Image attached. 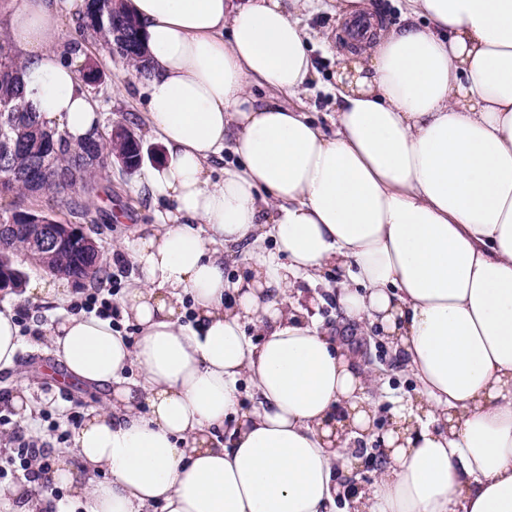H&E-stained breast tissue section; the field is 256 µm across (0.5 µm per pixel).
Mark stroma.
I'll return each mask as SVG.
<instances>
[{
	"instance_id": "1",
	"label": "stroma",
	"mask_w": 512,
	"mask_h": 512,
	"mask_svg": "<svg viewBox=\"0 0 512 512\" xmlns=\"http://www.w3.org/2000/svg\"><path fill=\"white\" fill-rule=\"evenodd\" d=\"M302 25L309 38L317 75L302 92L301 98L305 112L315 121L327 126L336 116V104L331 93L336 72V55L324 48L322 39L327 32L335 30L337 17L333 9L322 7L305 17ZM83 49L85 53L93 56L102 73L99 83L85 88L98 113L100 132H107L115 124L123 125L131 129L151 153L160 152V145L148 138L143 115L144 97L136 90L137 78L126 61L99 49L91 42L85 43ZM121 82L128 85L127 94L116 92L115 87ZM87 205L88 219L77 224L84 233L100 244L103 265L110 273L116 270L113 259L118 242L129 237L135 230L149 229L151 224L157 223L160 213L166 208L162 200L147 193L143 171L131 174L117 164L110 170L108 189L88 199ZM308 291L323 299L316 311L322 326L344 331L351 349L365 364L372 366L386 379L387 386L379 395L376 425L381 429L388 427L391 411L398 400L414 392V380L405 375L402 366L396 365L392 355L373 335L359 333L352 326L343 327L333 294L326 285L315 284L309 286ZM60 367V362L46 348L25 350L14 369L0 372V392L12 391L19 385L26 386L31 394L35 413H49L61 429L71 430L68 415L72 403H79L81 408L86 409L100 404L102 396L98 391L79 383L59 387L54 378L47 376L46 371Z\"/></svg>"
}]
</instances>
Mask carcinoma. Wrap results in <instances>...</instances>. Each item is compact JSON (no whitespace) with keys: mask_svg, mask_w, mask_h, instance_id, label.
<instances>
[{"mask_svg":"<svg viewBox=\"0 0 512 512\" xmlns=\"http://www.w3.org/2000/svg\"><path fill=\"white\" fill-rule=\"evenodd\" d=\"M78 28L84 34H90L131 65L137 75L144 77L148 73V61L143 46L142 34L136 18L129 13L120 0H83L78 11ZM7 62L8 73L0 75V102H8L12 112L21 116L22 122L14 124L0 114V143L16 141L17 147L4 164L11 172V181L0 183V200L9 199L2 211L34 213L56 221L54 206L68 202L73 182L67 176L74 171L81 173L80 183L83 191L93 193L100 182L107 178L112 158H121L128 162L134 171L143 163V148L139 138L126 130L123 136H101L94 141L90 138L82 141L84 145H93L94 151L101 157L97 164H84L79 155L71 148V137L62 128L48 129L41 115L33 111L25 100V90L20 79L21 63L10 46L0 42V62ZM60 140V146L54 152L44 156L42 147L48 136ZM44 157L47 172L40 180L36 193L46 197L48 206L31 209L23 206L19 198L30 191L28 174L38 157ZM24 255L44 270L75 281L94 283L103 278L102 253L83 254L79 251H63L56 255L38 250L22 232L0 241V279L15 289L22 284L25 273L16 264V258Z\"/></svg>","mask_w":512,"mask_h":512,"instance_id":"carcinoma-1","label":"carcinoma"}]
</instances>
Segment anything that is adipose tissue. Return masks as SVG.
I'll return each instance as SVG.
<instances>
[{
	"instance_id": "1",
	"label": "adipose tissue",
	"mask_w": 512,
	"mask_h": 512,
	"mask_svg": "<svg viewBox=\"0 0 512 512\" xmlns=\"http://www.w3.org/2000/svg\"><path fill=\"white\" fill-rule=\"evenodd\" d=\"M316 2L126 0L166 150L146 184L175 208L120 244L140 272L121 308L135 339L93 315L45 326L68 374L108 398L48 489L0 484V512H337L379 378L316 321L317 298H296L334 269L345 321L419 385L352 512H512V0H408L401 26L376 0H337L366 28L343 40L330 134L251 95L313 78L299 15ZM7 11L27 103L93 136L54 0ZM230 139L239 163L213 178Z\"/></svg>"
}]
</instances>
